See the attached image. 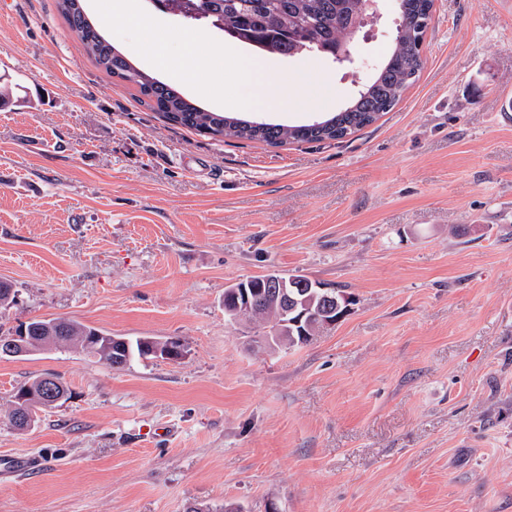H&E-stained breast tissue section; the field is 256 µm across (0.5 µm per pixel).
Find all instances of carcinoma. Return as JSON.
Segmentation results:
<instances>
[{"label": "carcinoma", "mask_w": 512, "mask_h": 512, "mask_svg": "<svg viewBox=\"0 0 512 512\" xmlns=\"http://www.w3.org/2000/svg\"><path fill=\"white\" fill-rule=\"evenodd\" d=\"M196 20L221 19L225 35L237 44L295 57L306 52L336 56V47L348 45L367 16L366 0H192ZM69 27L87 54L111 77L136 90L137 100L165 120L214 138L242 139L271 146L288 143L341 141L375 123L391 111L424 67L422 43L432 21L434 0H398L399 23L393 45L372 77L354 93L350 103L332 116L303 125L285 126L209 111L187 98L174 84L163 82L134 67L107 41L85 13L81 0H59ZM103 331L72 320H33L26 335L40 351L47 336H59L87 356L84 337ZM118 360L108 366L125 367L132 359L147 358L143 339L117 345Z\"/></svg>", "instance_id": "1"}]
</instances>
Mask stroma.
<instances>
[{
  "label": "stroma",
  "instance_id": "obj_1",
  "mask_svg": "<svg viewBox=\"0 0 512 512\" xmlns=\"http://www.w3.org/2000/svg\"><path fill=\"white\" fill-rule=\"evenodd\" d=\"M146 28L105 37L139 69L204 36L186 95L205 109L301 125L344 108L384 58L380 0L352 60L255 57L202 21L134 0ZM425 67L401 102L343 142L271 147L165 123L86 54L58 0H0V329L67 317L180 360L113 369L67 347L0 358V512H512V0H435ZM260 60L277 111L214 68ZM271 271L353 299L301 347L224 316L226 286ZM71 398L26 431L19 384ZM145 342L148 344L150 353L154 358L175 361L182 357L180 344L175 341L149 338Z\"/></svg>",
  "mask_w": 512,
  "mask_h": 512
}]
</instances>
